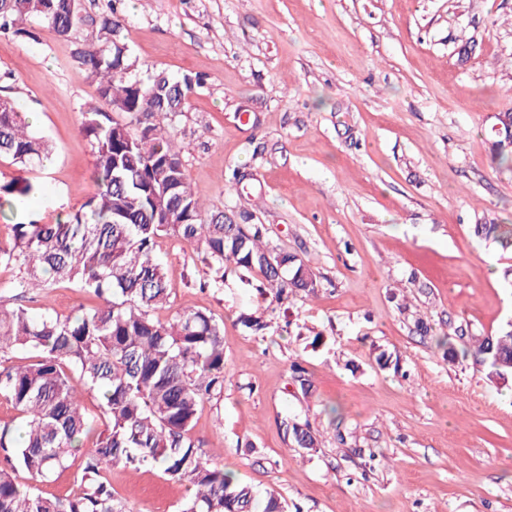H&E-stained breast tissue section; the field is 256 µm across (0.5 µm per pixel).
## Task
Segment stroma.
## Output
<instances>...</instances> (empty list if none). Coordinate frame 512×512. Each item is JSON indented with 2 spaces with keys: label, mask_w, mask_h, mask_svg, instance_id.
Returning a JSON list of instances; mask_svg holds the SVG:
<instances>
[{
  "label": "stroma",
  "mask_w": 512,
  "mask_h": 512,
  "mask_svg": "<svg viewBox=\"0 0 512 512\" xmlns=\"http://www.w3.org/2000/svg\"><path fill=\"white\" fill-rule=\"evenodd\" d=\"M122 11L135 76L207 78L175 119L153 117L175 128L207 211L251 213L319 283L277 304L258 272L228 265L212 284L194 247L158 238L169 310L224 324V392L193 427L212 461L279 492L289 512H512V379L487 381L452 334L512 323V251L473 233L485 216L512 224V169L489 144L491 114L512 109V0H124ZM75 48L46 27L0 35V98L53 146L44 167L0 159L1 182L44 187L23 219L66 220L97 192L80 126L100 99ZM25 303L66 316L97 300L60 284ZM382 349L398 370L377 366ZM295 415L316 449L288 435ZM360 448L376 452L371 466ZM109 478L136 512H180L188 496L150 467Z\"/></svg>",
  "instance_id": "1"
}]
</instances>
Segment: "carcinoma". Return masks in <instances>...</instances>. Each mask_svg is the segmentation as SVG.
Listing matches in <instances>:
<instances>
[{"label": "carcinoma", "instance_id": "1", "mask_svg": "<svg viewBox=\"0 0 512 512\" xmlns=\"http://www.w3.org/2000/svg\"><path fill=\"white\" fill-rule=\"evenodd\" d=\"M107 2L93 16L82 0H0V34L29 36L22 24L35 20L76 39L75 61L97 82L103 102L83 111L81 122L96 154L97 196L57 224H11L8 244H0V266L18 269L12 288L19 295L72 283L100 300L66 317L0 305V356L29 353L23 364L0 365V400L17 411L0 420V512H133L108 478L118 466L156 467L187 484L191 494L181 512H251L258 500L262 512H288L275 491L261 496L212 463L192 435L200 405L224 391V324L199 309L158 316L169 291L156 240L166 233L194 246L216 282L226 263L257 271L277 303L290 290L315 294L316 275L286 252L281 270L270 266L273 248L263 242L262 224H240L222 211L202 219L173 127L150 118L162 111L175 118L160 97L186 101L204 78H134L117 7L122 0ZM116 112L129 120L115 119ZM49 154L44 136L29 129L13 102L0 99V157L26 167L43 165ZM38 191L30 181L0 183V216L17 215V204ZM473 231L512 248V224L486 218ZM455 334L468 338L464 354L487 380L512 376V326L471 336L461 325ZM85 393L100 396L98 414L83 408ZM286 431L301 448L318 445L306 422L289 420ZM76 454L84 466L77 490L65 497L36 494L19 480L22 472L45 480Z\"/></svg>", "mask_w": 512, "mask_h": 512}]
</instances>
